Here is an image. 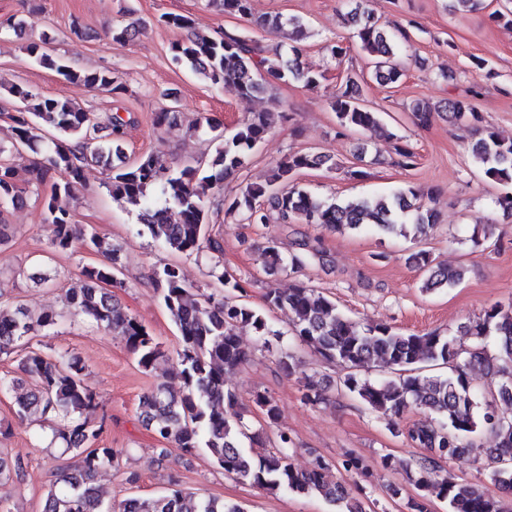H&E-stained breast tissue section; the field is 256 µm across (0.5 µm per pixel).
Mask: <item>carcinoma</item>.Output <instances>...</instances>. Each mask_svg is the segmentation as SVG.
I'll use <instances>...</instances> for the list:
<instances>
[{
	"label": "carcinoma",
	"mask_w": 512,
	"mask_h": 512,
	"mask_svg": "<svg viewBox=\"0 0 512 512\" xmlns=\"http://www.w3.org/2000/svg\"><path fill=\"white\" fill-rule=\"evenodd\" d=\"M226 15L247 20L252 27L278 33L288 28V57L280 50H267L245 30L219 29L198 32L186 15L166 14L159 22L167 27L188 31L185 40L172 45V61L214 85H231L248 98L268 85L290 80L308 90L321 88L324 76L305 67L306 25L298 17L254 13L253 0H209ZM344 21L354 27L355 41L370 58L373 77L382 86L399 81L403 73L394 63L395 35L375 17L369 7L348 12ZM141 32L139 20L112 26V41L127 43ZM50 40L29 41L24 50L39 65L60 75L65 83H83L104 88L114 94L125 91L120 77L110 70L80 72L43 50ZM18 102L12 116L11 146L0 144V210L26 202L18 184L14 156L25 151L33 155L26 166V182L41 185L49 172L58 173L43 202V221L51 228L50 247L66 252L75 243L103 257V261L83 268L79 285L66 293L70 311L120 337L135 356L139 367L154 369L163 357L162 344L147 327L130 316L114 299L111 288L122 285L121 248L94 229L75 223L72 202L83 184L89 165L107 163L113 157L108 186L112 196L138 208L140 222L161 245L185 255H211V276L219 284L204 294L188 285L173 264L158 272L156 285L161 301L180 333L176 349L179 390L163 384L139 398L138 418L159 441L179 448L183 455L205 449L224 474L250 482L271 492L288 491L317 495L334 512H365L353 488L346 483L327 481L330 464L322 457L312 458L309 466L298 469L288 453L293 444L285 431L275 436L273 449L254 451L264 445L262 432L252 430L245 414L238 410V395L228 385V376L248 361L240 332L252 330L257 336L273 333L264 312L242 301L244 287L234 275L224 271L223 246L210 235L208 212L211 199L221 194L224 179L245 166L253 150L272 129L268 112H254L226 137L218 125L207 118L194 124L213 133L216 143L208 169L185 165L172 170L155 154L144 155L130 163L123 152L125 124L110 117V139L99 140L98 117L75 107L61 92L39 96L16 85L0 83ZM172 105L154 114L152 124L160 129L177 123L176 98ZM340 127L352 131L376 132L382 129L381 115L361 104L358 75L349 73L330 97ZM440 110L455 124L478 120L469 102L450 98ZM413 121L428 126L432 107L417 101L411 107ZM403 168L416 165V154L407 144L394 146ZM474 161L484 176L500 185L512 186V140L506 142L488 127L475 129L471 146ZM336 168L326 155L308 152L288 154L271 163L270 174L262 183L247 185L232 198L224 199V210L243 224H268L298 221L315 224L329 231H357L372 227L384 236L411 238L421 242L437 225V214L428 206L432 192L407 186L386 196L323 199L300 188L296 174L308 168ZM265 272H300L321 251L302 244L285 255L272 238L259 247ZM409 260L421 273V291L434 293L460 284L466 268L436 261L420 248ZM0 290V356L16 355L21 377H0V391L12 394L13 414L20 423L44 427L49 424L51 439L47 447L58 445L63 452L80 458L73 472H62L49 487L42 512H104L103 501L95 485L97 473L112 466L123 454L119 448L97 446L107 424V414L94 422L90 415L101 408L97 394L84 382L80 359L67 353L47 354L31 350L18 353V347L37 336L47 337L56 324L53 311L33 315L22 305H11ZM267 307L288 313L291 334L300 344L323 359L347 369L340 390L360 400L387 420L392 432L428 454L406 471L407 482L416 495L409 498L410 512H428L436 499L448 506V512H504L501 501L484 489L441 475L442 463L468 451L473 438L488 433L495 441L489 449L497 466L488 471V479L500 492L512 494V303H495L482 316L457 329L454 336L435 330L401 333L384 323H360L344 314L329 296L297 279L291 288H269ZM492 337L496 354L482 348L463 353L461 340L484 341ZM383 364L399 371L395 379L372 380L360 371ZM484 366L497 381L488 393L478 392L470 378L471 367ZM448 368L434 374L430 368ZM302 401L316 406L325 401L320 382L304 377ZM252 402L267 418L277 423L280 408L266 393L253 395ZM418 411L426 418L404 423L406 415ZM25 477L21 460L0 456V484ZM113 512H244L237 504H227L213 495H198L172 487L150 498L128 497L113 507Z\"/></svg>",
	"instance_id": "cac0c4a2"
}]
</instances>
